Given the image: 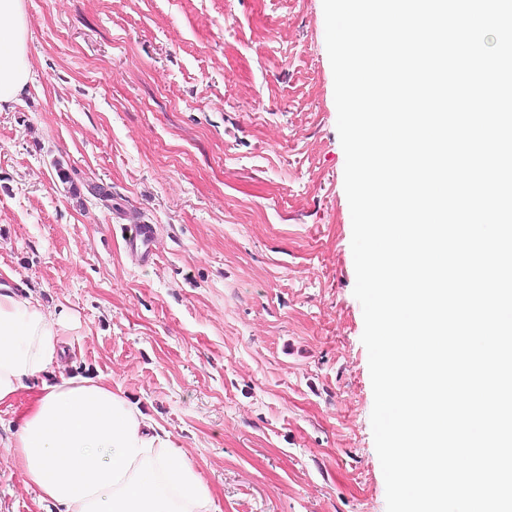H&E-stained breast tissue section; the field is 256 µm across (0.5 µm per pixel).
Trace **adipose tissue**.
Listing matches in <instances>:
<instances>
[{
    "instance_id": "adipose-tissue-1",
    "label": "adipose tissue",
    "mask_w": 512,
    "mask_h": 512,
    "mask_svg": "<svg viewBox=\"0 0 512 512\" xmlns=\"http://www.w3.org/2000/svg\"><path fill=\"white\" fill-rule=\"evenodd\" d=\"M28 30L23 0H0V108L28 87ZM67 328L37 298L0 288V406L39 381L8 443L27 486L57 512H214L169 431L100 379L61 373Z\"/></svg>"
}]
</instances>
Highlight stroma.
Wrapping results in <instances>:
<instances>
[{"mask_svg": "<svg viewBox=\"0 0 512 512\" xmlns=\"http://www.w3.org/2000/svg\"><path fill=\"white\" fill-rule=\"evenodd\" d=\"M24 7L0 282L67 316V367L165 427L217 512H386L323 0ZM13 419L0 512H52ZM123 233L130 246L132 261L137 264L148 263L154 256V228L149 224L124 225Z\"/></svg>", "mask_w": 512, "mask_h": 512, "instance_id": "1", "label": "stroma"}]
</instances>
